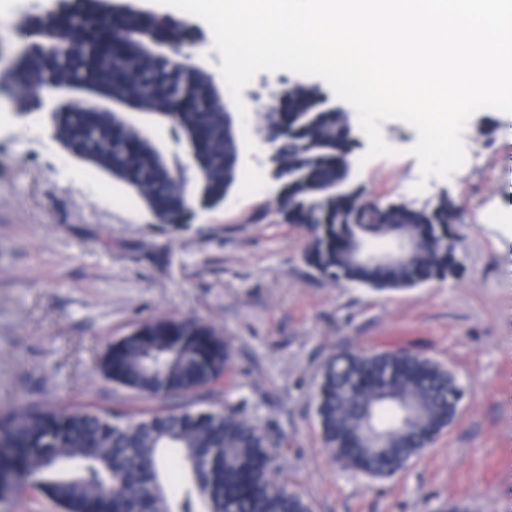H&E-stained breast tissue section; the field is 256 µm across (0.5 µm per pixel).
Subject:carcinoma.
<instances>
[{
  "mask_svg": "<svg viewBox=\"0 0 512 512\" xmlns=\"http://www.w3.org/2000/svg\"><path fill=\"white\" fill-rule=\"evenodd\" d=\"M66 22L74 37L60 43ZM21 50L11 69L23 87L20 107L47 95L64 102L49 116L55 140L75 159L130 187L159 224H187L236 185L240 138L213 76L189 63L197 43L187 21L144 15L119 0H64L57 13L20 22ZM123 38L117 56L101 49ZM79 83L169 124L182 138L191 188L165 169H183L120 112H94L64 82ZM282 159L278 212L306 235L304 259L336 282L394 291L455 276L460 269L448 224V199L427 211L392 207L384 224L359 223V187L344 168L353 146L318 88L287 83L257 105ZM405 235L418 252L407 263L373 267L351 260L356 242ZM231 352L209 326L156 319L112 344L104 369L142 395H187L219 379ZM452 371L402 347L340 351L321 367L315 391L321 436L341 468L369 479L404 469L431 447L458 411ZM110 410L32 407L0 414V512L23 487L62 512H313L311 502L275 479L270 439L237 411L162 410L114 420ZM183 472L171 493L164 469Z\"/></svg>",
  "mask_w": 512,
  "mask_h": 512,
  "instance_id": "cac0c4a2",
  "label": "carcinoma"
}]
</instances>
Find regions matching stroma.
Wrapping results in <instances>:
<instances>
[{"instance_id":"35a3bbf8","label":"stroma","mask_w":512,"mask_h":512,"mask_svg":"<svg viewBox=\"0 0 512 512\" xmlns=\"http://www.w3.org/2000/svg\"><path fill=\"white\" fill-rule=\"evenodd\" d=\"M31 0H0V71L20 44ZM0 90V413L50 403L140 416L158 400L108 378L113 342L144 322L195 319L228 340L233 363L191 393L197 410L226 407L274 442L277 476L313 512H512V139L497 111L464 135L481 166L452 179L421 174L418 134L382 123L396 153L355 164L367 198L420 207L448 197L460 270L403 291L321 278L303 259L304 232L282 223L267 168L251 157L215 208L190 223H155L125 185L71 157L44 112ZM491 128L488 138L478 127ZM505 220L490 223L488 213ZM402 346L452 370L460 411L432 447L388 479L352 475L323 445L312 393L337 350Z\"/></svg>"}]
</instances>
